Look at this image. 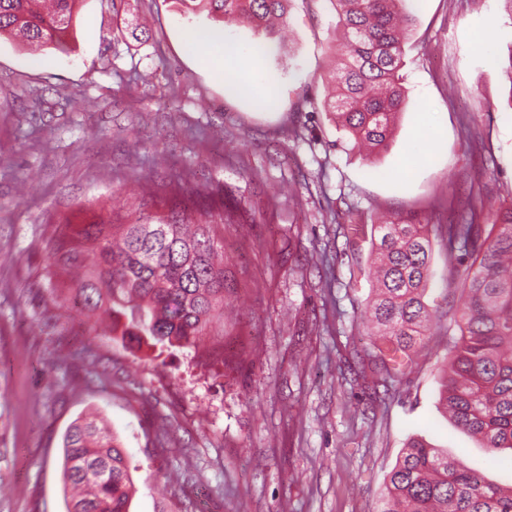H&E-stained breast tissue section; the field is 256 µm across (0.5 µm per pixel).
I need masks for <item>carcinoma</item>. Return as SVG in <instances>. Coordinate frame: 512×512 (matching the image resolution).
I'll return each instance as SVG.
<instances>
[{
  "mask_svg": "<svg viewBox=\"0 0 512 512\" xmlns=\"http://www.w3.org/2000/svg\"><path fill=\"white\" fill-rule=\"evenodd\" d=\"M0 0V35L29 45L66 50L76 0ZM222 22H245L270 36L286 24L292 0H178ZM339 18L333 87L322 108L331 112L372 155L387 149L406 99L404 43L415 16L408 0H331ZM48 242L45 288L57 294L61 277L79 278L71 292L84 332L111 320L112 333L137 346L198 347L224 315V245L218 225L190 217L151 224H65ZM371 261L377 289L369 320L385 348L356 354V381L375 392L405 374L410 352L430 321L424 301L431 241L428 225L400 218L374 228ZM448 249L472 258L452 267L461 290L455 309L460 337L448 342L442 401L454 423L484 448L512 449V206L487 223L483 209L464 210L447 227ZM64 480L78 490L68 512H128L134 491L131 461L118 437L93 419L75 422L65 436ZM377 512H512V485L501 487L448 458L421 437L411 438L388 475Z\"/></svg>",
  "mask_w": 512,
  "mask_h": 512,
  "instance_id": "1",
  "label": "carcinoma"
}]
</instances>
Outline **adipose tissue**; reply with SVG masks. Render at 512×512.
Masks as SVG:
<instances>
[{"label": "adipose tissue", "mask_w": 512, "mask_h": 512, "mask_svg": "<svg viewBox=\"0 0 512 512\" xmlns=\"http://www.w3.org/2000/svg\"><path fill=\"white\" fill-rule=\"evenodd\" d=\"M192 42L200 63L223 80L227 93L250 91L259 94L262 104H274V88L262 80L260 51L240 45L224 34L198 35Z\"/></svg>", "instance_id": "1"}]
</instances>
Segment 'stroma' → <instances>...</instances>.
Listing matches in <instances>:
<instances>
[{"instance_id":"35a3bbf8","label":"stroma","mask_w":512,"mask_h":512,"mask_svg":"<svg viewBox=\"0 0 512 512\" xmlns=\"http://www.w3.org/2000/svg\"><path fill=\"white\" fill-rule=\"evenodd\" d=\"M407 96L376 160L323 111L338 36L330 0H293L288 43H263L266 110L229 95L188 40L214 29L178 0H78L67 51L0 38V512H67L64 435L97 409L138 467L129 512H377L407 439L425 437L492 483V452L439 410L454 261L443 233L467 202L512 205V19L500 0H412ZM432 166L398 174L420 132ZM169 191L154 197L153 188ZM224 236L223 348H127L86 335L74 302L36 290L56 227L204 203ZM432 230L438 317L384 400L353 384L371 226ZM69 356L50 366L51 353Z\"/></svg>"}]
</instances>
